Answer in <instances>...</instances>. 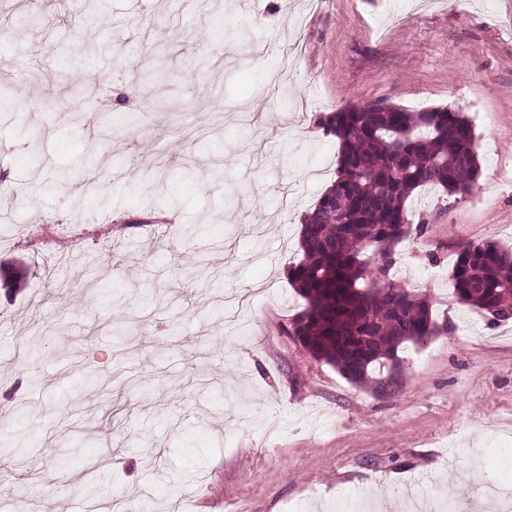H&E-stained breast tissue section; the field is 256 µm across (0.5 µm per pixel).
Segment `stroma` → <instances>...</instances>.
<instances>
[{
    "mask_svg": "<svg viewBox=\"0 0 512 512\" xmlns=\"http://www.w3.org/2000/svg\"><path fill=\"white\" fill-rule=\"evenodd\" d=\"M1 58L0 268L29 272L0 284V436L29 444L27 470L0 456V512H96L87 483L131 512H394L412 485L497 512L512 323L449 273L512 245V0H0ZM376 101L463 113L481 166L409 203L428 226L395 267L453 330L408 345L387 395L287 333L338 161L316 121Z\"/></svg>",
    "mask_w": 512,
    "mask_h": 512,
    "instance_id": "35a3bbf8",
    "label": "stroma"
}]
</instances>
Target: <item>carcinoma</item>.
<instances>
[{
  "label": "carcinoma",
  "mask_w": 512,
  "mask_h": 512,
  "mask_svg": "<svg viewBox=\"0 0 512 512\" xmlns=\"http://www.w3.org/2000/svg\"><path fill=\"white\" fill-rule=\"evenodd\" d=\"M339 143L336 178L303 219L302 259L288 282L306 307L292 334L317 360L372 392L401 353L439 333L430 303L391 278L393 252L428 221L408 202L432 186L467 194L481 168L473 128L447 108L352 106L318 120ZM456 301L496 327L512 322V248L496 241L459 249L451 272Z\"/></svg>",
  "instance_id": "1"
}]
</instances>
